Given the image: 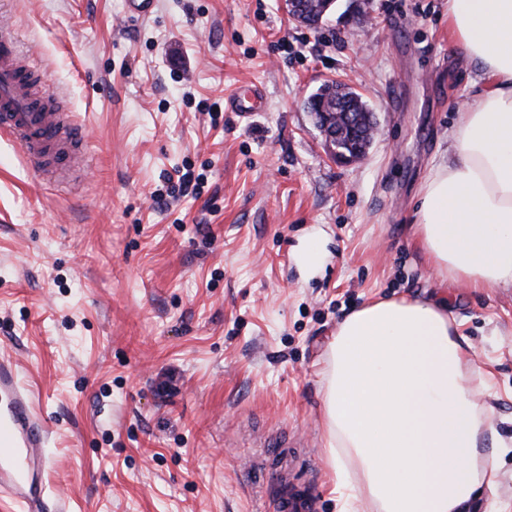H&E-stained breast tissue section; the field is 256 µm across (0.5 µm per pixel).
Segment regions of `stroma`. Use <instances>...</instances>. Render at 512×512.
<instances>
[{
	"label": "stroma",
	"mask_w": 512,
	"mask_h": 512,
	"mask_svg": "<svg viewBox=\"0 0 512 512\" xmlns=\"http://www.w3.org/2000/svg\"><path fill=\"white\" fill-rule=\"evenodd\" d=\"M125 11L0 0L87 134L63 182L0 142V352L50 422L46 478L67 512H273L287 476L338 512L319 371L339 320L373 299L448 300L511 440L512 288L448 286L412 234L483 86L448 38V0H338L316 29L284 0ZM328 81L379 121L350 165L304 107ZM253 87L251 122L211 113ZM185 169L199 195L156 201Z\"/></svg>",
	"instance_id": "obj_1"
}]
</instances>
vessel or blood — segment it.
<instances>
[{"instance_id": "obj_1", "label": "vessel or blood", "mask_w": 512, "mask_h": 512, "mask_svg": "<svg viewBox=\"0 0 512 512\" xmlns=\"http://www.w3.org/2000/svg\"><path fill=\"white\" fill-rule=\"evenodd\" d=\"M260 92L227 98L241 120L260 110ZM0 138L16 142L34 174L64 179L83 168L84 134L72 113L43 94L33 57L20 52L15 38L0 32ZM49 438L47 421L27 386L18 362L0 355V496L23 512H54L43 479ZM275 512H315L306 488L283 484Z\"/></svg>"}]
</instances>
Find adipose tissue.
I'll use <instances>...</instances> for the list:
<instances>
[{"label": "adipose tissue", "instance_id": "ef3b65f1", "mask_svg": "<svg viewBox=\"0 0 512 512\" xmlns=\"http://www.w3.org/2000/svg\"><path fill=\"white\" fill-rule=\"evenodd\" d=\"M448 34L486 88L458 116L455 155L416 198L413 234L434 273L512 287V0H448ZM446 302L371 300L326 344L323 431L343 512H469L506 443L486 402L491 373Z\"/></svg>", "mask_w": 512, "mask_h": 512}]
</instances>
